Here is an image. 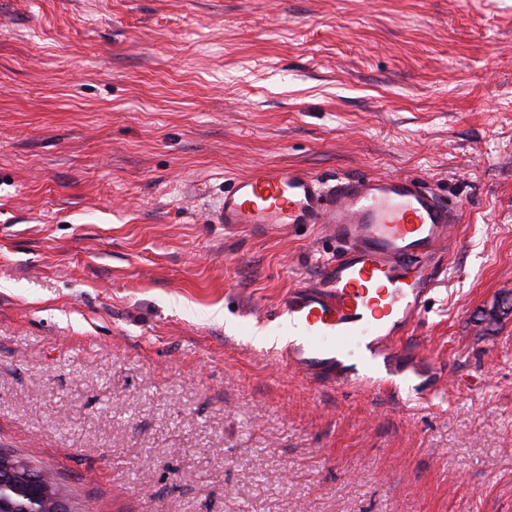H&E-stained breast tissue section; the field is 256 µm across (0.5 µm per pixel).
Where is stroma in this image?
Instances as JSON below:
<instances>
[{"label":"stroma","mask_w":512,"mask_h":512,"mask_svg":"<svg viewBox=\"0 0 512 512\" xmlns=\"http://www.w3.org/2000/svg\"><path fill=\"white\" fill-rule=\"evenodd\" d=\"M258 164L461 207L362 381L257 338L337 251L210 222ZM0 448L77 512H512V0H0Z\"/></svg>","instance_id":"obj_1"}]
</instances>
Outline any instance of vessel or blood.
Returning a JSON list of instances; mask_svg holds the SVG:
<instances>
[{
  "mask_svg": "<svg viewBox=\"0 0 512 512\" xmlns=\"http://www.w3.org/2000/svg\"><path fill=\"white\" fill-rule=\"evenodd\" d=\"M456 218V207L409 177L345 179L329 189L302 168L274 164L234 178L214 213L228 228L321 224L340 244L336 258L277 307L292 334L284 362L321 387L353 381L349 343L382 356L419 318Z\"/></svg>",
  "mask_w": 512,
  "mask_h": 512,
  "instance_id": "vessel-or-blood-1",
  "label": "vessel or blood"
}]
</instances>
